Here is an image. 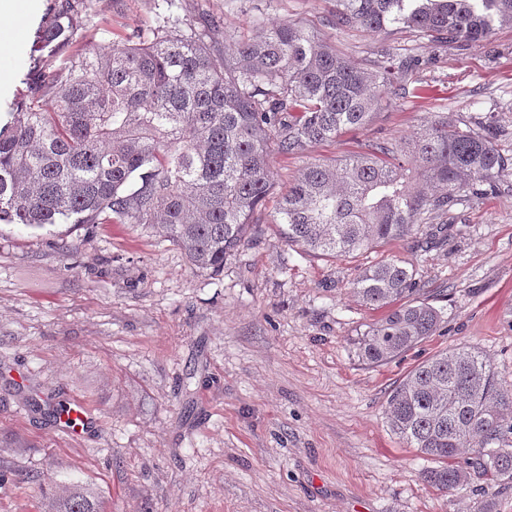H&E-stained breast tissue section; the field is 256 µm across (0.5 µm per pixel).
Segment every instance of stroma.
Instances as JSON below:
<instances>
[{"label": "stroma", "instance_id": "35a3bbf8", "mask_svg": "<svg viewBox=\"0 0 512 512\" xmlns=\"http://www.w3.org/2000/svg\"><path fill=\"white\" fill-rule=\"evenodd\" d=\"M34 0L0 50V112L22 88L38 23ZM150 0L91 20L104 46L152 18ZM336 0H186L239 32L249 19L300 20L351 58H418L422 96L391 90L363 127L272 155L278 190L310 160L404 139L445 112L490 116L512 159V24L480 45L431 46L394 30H340ZM444 243L391 241L353 257L288 246L267 206L254 241L219 276L196 272L169 241L136 224L0 226V512H49L80 485L104 512H512V484H428L429 463L390 430L387 398L418 364L476 350L512 386V168L497 193L441 216ZM398 259L441 312L433 333L390 363L353 341L380 313L353 292L358 273ZM80 399L93 423L69 433L35 402Z\"/></svg>", "mask_w": 512, "mask_h": 512}]
</instances>
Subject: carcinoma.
<instances>
[{
    "label": "carcinoma",
    "mask_w": 512,
    "mask_h": 512,
    "mask_svg": "<svg viewBox=\"0 0 512 512\" xmlns=\"http://www.w3.org/2000/svg\"><path fill=\"white\" fill-rule=\"evenodd\" d=\"M121 0H51L35 35L25 89L0 123V224H142L184 251L200 273L252 241L274 194L270 158L298 155L367 124L418 60L355 62L301 21L216 45L221 25L191 23L183 0H153L154 17L106 47L87 23ZM335 26L409 29L434 46L490 39L512 21V0H336ZM47 54L61 57L55 69ZM485 120L460 126L437 112L397 149L379 141L335 161L308 163L278 200V230L313 257L336 258L417 234L420 223L498 188L508 158ZM416 270L385 261L354 282L383 309L354 341L380 364L432 335L438 311L413 295ZM512 389L480 353L449 349L421 363L387 400L391 430L438 463L424 478L441 491L474 476L512 482ZM53 512H99L74 488Z\"/></svg>",
    "instance_id": "obj_1"
}]
</instances>
